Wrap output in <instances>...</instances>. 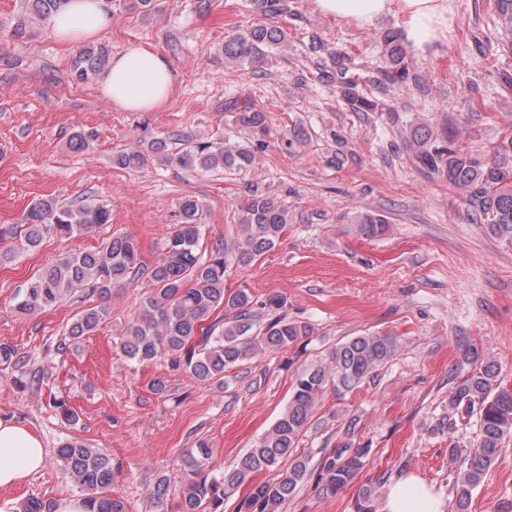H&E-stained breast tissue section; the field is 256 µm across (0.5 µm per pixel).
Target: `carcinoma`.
Instances as JSON below:
<instances>
[{"label":"carcinoma","instance_id":"1","mask_svg":"<svg viewBox=\"0 0 512 512\" xmlns=\"http://www.w3.org/2000/svg\"><path fill=\"white\" fill-rule=\"evenodd\" d=\"M67 0H26L32 19L44 20L61 10ZM252 12L262 22L233 32L224 40V59L244 64L261 62L266 53L286 45L288 32L282 20L299 19L289 0H249ZM498 23L512 34V0H494ZM382 59L354 73L344 53L313 35L309 50L331 64L323 65L319 81L336 89L337 96L355 112H375L387 105L397 84H419V77L406 60L405 46L392 30L380 35ZM110 62L107 46L87 44L71 60L76 81L94 80ZM369 87V93L363 87ZM236 124L247 143L190 141L174 134L156 138L144 148L118 154L114 162L123 169H139L149 157L182 169L202 172L246 171L254 152L248 143L263 142L270 134L266 113L246 106L236 113ZM413 164L429 176L445 179L462 196L467 215L504 245L512 247V139L490 154H480L456 145L453 135H433L424 127L410 135ZM67 147L74 153L93 149L82 132L74 133ZM203 207L190 195L178 201L179 221L173 225L159 258L144 269L138 241L115 233L93 250L77 251L56 259L32 277L19 295L16 309L23 314L56 307L78 290H89L102 302L84 310L71 323L73 341L95 332L110 317L105 301L116 288H123L148 272L153 285L138 317L121 333V356L138 363L164 361L173 371H184L201 383H222L229 369L259 355L285 350L310 335L304 321L291 320L288 301L279 294L258 297L246 284L226 285L231 272L257 263L273 249L288 230V207L273 197L252 193L238 209L237 223L224 237L202 245ZM112 223V210L94 200L63 206L52 197L31 202L22 223L0 227V242L14 240L24 250H33L47 237L70 239ZM351 231L362 239L387 235V218L374 211L357 212ZM399 339L392 333H367L336 344L326 362L298 374L288 404L275 423L233 466L219 475L207 471L213 451L204 440L186 450V478L181 512H221L224 499L246 479L264 471L279 470L276 478L256 484L238 504L237 512H281L309 475V460L297 453L298 443L319 397L327 388L342 394L357 388L398 351ZM462 359L475 363L448 395L454 413L477 415L478 435L473 448L449 449L457 463L454 512H469L473 491L512 440V389L498 382L496 364L474 344L460 348ZM56 457L79 489L87 512H127L122 500L107 494L114 471L111 456L79 440L56 448ZM288 462L283 469L281 464ZM365 467V452L344 442L323 458L318 484L324 495L334 497L351 485ZM381 479L362 485L356 512H376Z\"/></svg>","mask_w":512,"mask_h":512}]
</instances>
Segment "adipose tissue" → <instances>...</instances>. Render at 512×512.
<instances>
[{
    "mask_svg": "<svg viewBox=\"0 0 512 512\" xmlns=\"http://www.w3.org/2000/svg\"><path fill=\"white\" fill-rule=\"evenodd\" d=\"M450 0H314L316 9L348 23L368 25L392 14L400 20V35L415 53L437 52L448 33ZM112 26L105 0H67L50 17L48 31L62 44L81 45L99 38ZM103 96L127 111H156L175 89L172 69L159 53L138 43L113 56L100 78ZM42 440L24 423L0 415V488L22 484L44 465ZM382 512H446L441 496L415 475L389 487Z\"/></svg>",
    "mask_w": 512,
    "mask_h": 512,
    "instance_id": "ef3b65f1",
    "label": "adipose tissue"
}]
</instances>
